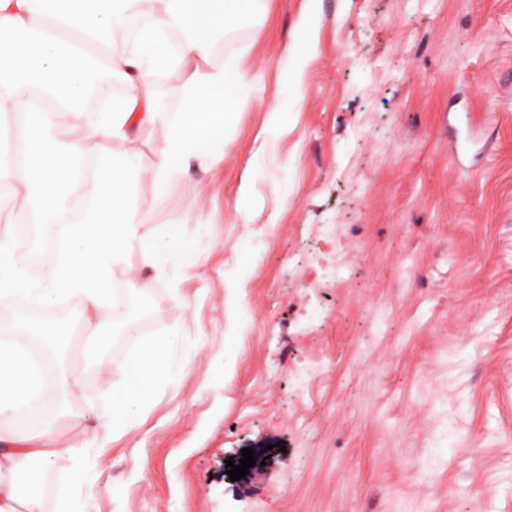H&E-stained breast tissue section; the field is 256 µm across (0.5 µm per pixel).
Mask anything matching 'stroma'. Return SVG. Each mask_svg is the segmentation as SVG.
I'll return each instance as SVG.
<instances>
[{
  "label": "stroma",
  "mask_w": 512,
  "mask_h": 512,
  "mask_svg": "<svg viewBox=\"0 0 512 512\" xmlns=\"http://www.w3.org/2000/svg\"><path fill=\"white\" fill-rule=\"evenodd\" d=\"M291 45L312 56L298 97ZM231 61L253 103L223 153L133 183L152 232L211 221L197 275L154 279L132 248L141 310L98 357L81 307L57 322L77 382L46 424L66 460L27 465L41 512L76 468L89 512H512V0H257L214 36L208 69ZM167 334L178 376L98 429L130 352Z\"/></svg>",
  "instance_id": "35a3bbf8"
}]
</instances>
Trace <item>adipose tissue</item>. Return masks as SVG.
Returning a JSON list of instances; mask_svg holds the SVG:
<instances>
[{"instance_id":"adipose-tissue-1","label":"adipose tissue","mask_w":512,"mask_h":512,"mask_svg":"<svg viewBox=\"0 0 512 512\" xmlns=\"http://www.w3.org/2000/svg\"><path fill=\"white\" fill-rule=\"evenodd\" d=\"M0 0V210L25 199L19 221L0 225V416L40 429L53 405L51 390L72 379L57 364L51 323L76 303L109 324L120 325L138 311L142 281L117 268L131 246H139L155 278L180 282L197 272L198 240L210 225L185 222L159 234L141 233L132 199L131 175L142 170L134 127L162 124L168 136L157 163L145 171L155 188L168 177L206 162L223 148L218 131L229 103L247 107L236 66L203 68L214 32L249 21L254 0ZM122 30L127 43L112 50L108 30ZM180 65L188 94L178 112L155 99L158 73ZM123 86L120 96L98 109L83 105L100 74ZM87 130L115 144L87 170L88 148L63 140L59 127ZM173 340L161 336L129 356L126 377L108 393L102 426L131 427L151 397L161 373L177 375ZM61 444L19 440L0 449V512H16L24 501L37 512L38 480L17 485L24 461L62 458Z\"/></svg>"}]
</instances>
